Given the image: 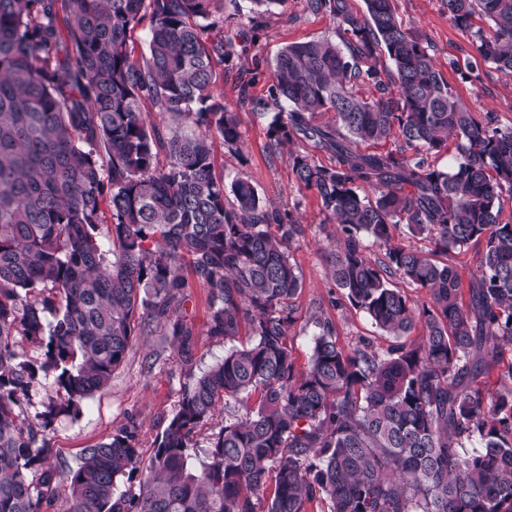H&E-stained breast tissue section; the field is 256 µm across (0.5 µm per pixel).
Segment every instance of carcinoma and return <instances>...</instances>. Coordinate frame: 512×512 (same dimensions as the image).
<instances>
[{
	"instance_id": "cac0c4a2",
	"label": "carcinoma",
	"mask_w": 512,
	"mask_h": 512,
	"mask_svg": "<svg viewBox=\"0 0 512 512\" xmlns=\"http://www.w3.org/2000/svg\"><path fill=\"white\" fill-rule=\"evenodd\" d=\"M221 2L0 0V512H52L61 473L46 465L47 431L108 387L135 337L160 327L191 361L197 286L207 332L247 343L191 376L148 461L134 424L82 449L65 512H306L313 501L327 512H512V364L494 393L473 386L488 357L512 348V126L458 102L393 0L362 11L304 0L331 33L283 47L265 97L249 94L254 68L240 102L275 109L272 148L289 147L297 187L336 225L341 296L395 339L418 323L423 336L345 351L317 317L300 370L288 346L304 288L290 255L304 233L297 210L245 177L227 192L214 172L215 139L235 153L243 144L215 90L237 53ZM444 6L478 58L511 77L512 0ZM145 20L138 58L130 41ZM361 84L373 95H358ZM381 142L393 148L360 150ZM317 152L336 165L316 164ZM469 251L478 274L466 303L451 260ZM20 337L38 357L18 351ZM41 377L64 399L31 420L23 405ZM221 412L206 461L191 467L195 430Z\"/></svg>"
}]
</instances>
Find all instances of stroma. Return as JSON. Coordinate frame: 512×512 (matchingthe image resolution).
<instances>
[{
  "instance_id": "1",
  "label": "stroma",
  "mask_w": 512,
  "mask_h": 512,
  "mask_svg": "<svg viewBox=\"0 0 512 512\" xmlns=\"http://www.w3.org/2000/svg\"><path fill=\"white\" fill-rule=\"evenodd\" d=\"M304 0H286L270 6L258 24H251V0H224V34L238 37L237 54L216 88L224 94V103L236 112L243 139L242 155H234L223 146L214 147L215 170L225 182L238 175L248 177L272 202L297 208L303 218L305 234L291 247V257L304 280L296 300L298 322L291 336L297 368H305L318 332L315 316L329 318L336 332V342L349 349L358 340H370L385 349L394 345L393 337L372 325L370 319L350 304L334 306L340 292L333 283L327 261L329 241L320 226L325 214L313 191H298L287 152L271 153L267 137L268 117L240 106L234 75L238 69L261 67L262 73L251 89L256 97L267 94L269 73L278 51L285 45L310 40L331 32L329 16L309 14ZM397 13L404 25L427 34L434 46L435 63L454 89L459 101L475 113H497L501 126H512V77L487 65H480V80L471 84L461 81L451 68V61H464L469 49L467 40L451 24L442 0H395ZM188 307L193 313L198 334L193 347V361L184 364L169 339L157 332L137 336L124 364L115 371L110 385L83 406L74 419L54 422L49 439L56 455L53 465L63 469L76 467L82 448L111 437L129 424L138 427L143 454H151L154 442L166 428L179 407L182 390L190 375H197L221 360L230 347L223 338L206 332L207 291L195 288Z\"/></svg>"
}]
</instances>
